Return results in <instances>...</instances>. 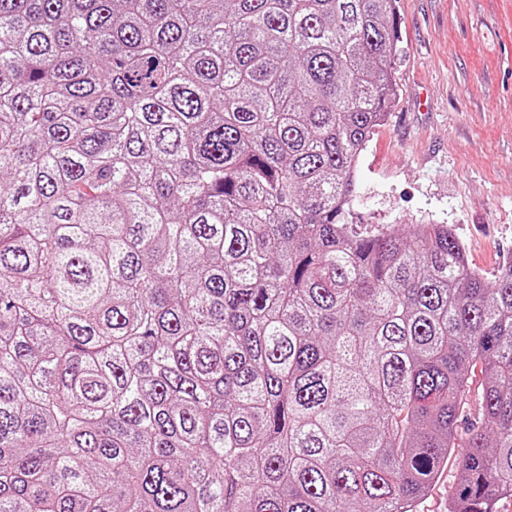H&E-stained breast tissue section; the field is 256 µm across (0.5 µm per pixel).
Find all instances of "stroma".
Listing matches in <instances>:
<instances>
[{"mask_svg":"<svg viewBox=\"0 0 512 512\" xmlns=\"http://www.w3.org/2000/svg\"><path fill=\"white\" fill-rule=\"evenodd\" d=\"M397 96L353 219L448 224L485 277L512 257V0H399Z\"/></svg>","mask_w":512,"mask_h":512,"instance_id":"obj_1","label":"stroma"}]
</instances>
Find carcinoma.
I'll return each instance as SVG.
<instances>
[{"label":"carcinoma","instance_id":"1","mask_svg":"<svg viewBox=\"0 0 512 512\" xmlns=\"http://www.w3.org/2000/svg\"><path fill=\"white\" fill-rule=\"evenodd\" d=\"M398 23L0 0V512H415L452 454L448 512L512 499V264L350 210Z\"/></svg>","mask_w":512,"mask_h":512}]
</instances>
